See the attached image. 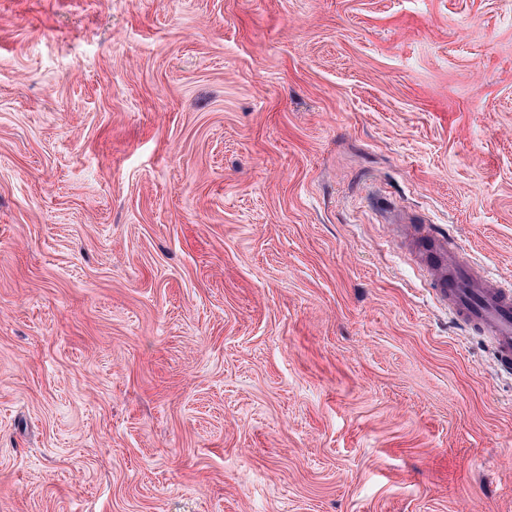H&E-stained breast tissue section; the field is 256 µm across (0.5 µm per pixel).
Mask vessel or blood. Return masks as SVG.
I'll list each match as a JSON object with an SVG mask.
<instances>
[{
    "label": "vessel or blood",
    "mask_w": 512,
    "mask_h": 512,
    "mask_svg": "<svg viewBox=\"0 0 512 512\" xmlns=\"http://www.w3.org/2000/svg\"><path fill=\"white\" fill-rule=\"evenodd\" d=\"M393 230L452 320L487 336L498 369L512 373V282L480 269L455 239L430 225L400 223Z\"/></svg>",
    "instance_id": "1"
}]
</instances>
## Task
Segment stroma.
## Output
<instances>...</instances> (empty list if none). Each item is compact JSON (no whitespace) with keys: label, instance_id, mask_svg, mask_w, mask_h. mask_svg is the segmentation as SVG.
Masks as SVG:
<instances>
[{"label":"stroma","instance_id":"stroma-1","mask_svg":"<svg viewBox=\"0 0 512 512\" xmlns=\"http://www.w3.org/2000/svg\"><path fill=\"white\" fill-rule=\"evenodd\" d=\"M393 211L512 278V0H0V512H512Z\"/></svg>","mask_w":512,"mask_h":512}]
</instances>
